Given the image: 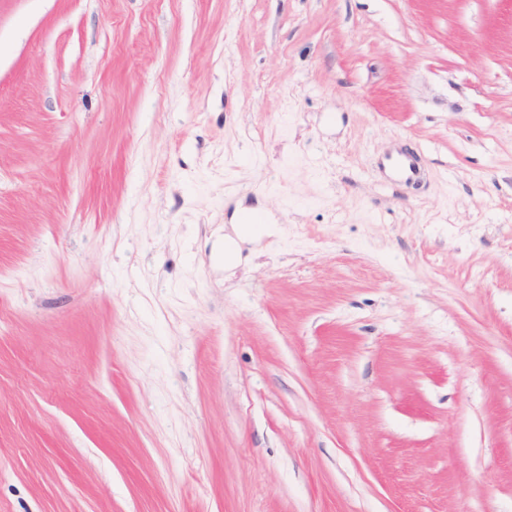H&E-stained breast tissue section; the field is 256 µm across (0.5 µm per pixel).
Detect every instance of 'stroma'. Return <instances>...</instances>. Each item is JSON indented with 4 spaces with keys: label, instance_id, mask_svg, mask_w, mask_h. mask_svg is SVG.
I'll return each mask as SVG.
<instances>
[{
    "label": "stroma",
    "instance_id": "1",
    "mask_svg": "<svg viewBox=\"0 0 512 512\" xmlns=\"http://www.w3.org/2000/svg\"><path fill=\"white\" fill-rule=\"evenodd\" d=\"M0 512H512V0H0ZM388 172L393 182L415 181L419 177L414 159L406 153H399L390 159Z\"/></svg>",
    "mask_w": 512,
    "mask_h": 512
}]
</instances>
